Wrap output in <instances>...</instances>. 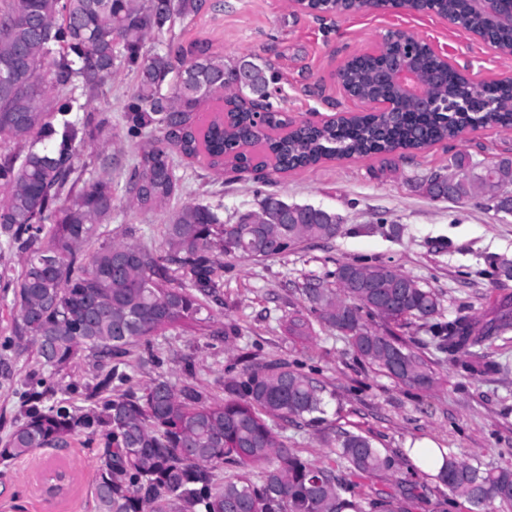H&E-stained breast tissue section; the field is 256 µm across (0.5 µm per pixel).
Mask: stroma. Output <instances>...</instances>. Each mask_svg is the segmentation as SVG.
<instances>
[{"label": "stroma", "mask_w": 512, "mask_h": 512, "mask_svg": "<svg viewBox=\"0 0 512 512\" xmlns=\"http://www.w3.org/2000/svg\"><path fill=\"white\" fill-rule=\"evenodd\" d=\"M392 30L449 52L453 66L473 83L512 76V53L425 12L370 10L319 20L291 0H204L198 15L177 21L174 28L177 43H207L223 55L226 66L247 55L269 63L276 76L273 102L297 123L318 114L361 111V104L344 94L336 73L349 57L374 49ZM136 86L135 73L120 69L87 106L89 112L109 116L120 144L114 155L120 168L112 173V219L100 225L101 240L158 250L171 210L190 203L216 205L231 224L240 214L258 210L267 193L331 210L343 223L333 239L307 241L265 260L217 254L222 303L211 310L212 333L189 323L133 347L114 364L130 386L138 390L162 376L175 386L191 383L220 397L225 381L241 378L247 367L284 360L323 387V422L273 423L303 459L331 464L341 427L393 455L408 448H441L460 460L512 466V329L484 346L499 373L473 377L438 349L431 324L397 328V335L431 359L439 383L430 390L398 384L374 370L342 335L321 323H314L306 339L288 332L294 316L309 312L299 285L311 276L334 284L333 273L342 262L397 267L438 294L445 322L461 315L483 318L511 296L512 279L501 276L499 266L512 260V216L495 212L483 199L430 200L420 182L445 171L458 153L476 163L512 158V131L488 126L388 159L324 160L264 179L219 174L204 158L177 153V191L168 208L149 210L129 205L125 195L123 169L136 161L142 146L141 139L127 138L123 112ZM15 312L12 296L0 293V343L14 341L11 349L0 347V362L13 371L11 386L0 385V448L20 413L17 388L41 367L29 338L12 335ZM108 367L91 351H80L54 375L57 398L86 406L88 392ZM103 446L101 437L81 435L63 449L38 448L24 459L0 461V512H95L93 479ZM57 466L69 471L72 483L65 495L52 498L42 475ZM376 483L398 493L413 490L409 512H466L420 469L384 474Z\"/></svg>", "instance_id": "stroma-1"}]
</instances>
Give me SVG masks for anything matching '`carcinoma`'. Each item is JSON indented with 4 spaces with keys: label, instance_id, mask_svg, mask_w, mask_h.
I'll list each match as a JSON object with an SVG mask.
<instances>
[{
    "label": "carcinoma",
    "instance_id": "1",
    "mask_svg": "<svg viewBox=\"0 0 512 512\" xmlns=\"http://www.w3.org/2000/svg\"><path fill=\"white\" fill-rule=\"evenodd\" d=\"M203 0H0V237L25 254L20 272L0 267V289L13 292V333L28 336L43 364L61 371L79 351L101 359L127 353L146 337L192 320L210 327L207 299H217L212 248L254 260L273 257L308 240L336 237L341 220L312 205L290 204L276 195L260 201L262 223L253 214L226 224L210 207L187 204L168 216L164 254L148 247L98 242V226L112 219V155L95 179L82 182L75 166L78 146L109 131V118L73 114L85 109L122 66L138 74L125 108L126 134L154 127L163 133L136 160L126 179L130 202L164 206L176 190L170 157L174 148L199 153L195 112L230 99L231 118L208 130L209 166L240 170L245 150L266 155L256 168L286 172L322 159H343L399 150H421L457 138L466 128L512 129V83L478 87L458 105L461 76L423 42L399 37L382 53L364 52L337 71L343 84L364 97L396 102L392 118L372 113L341 125L286 130L284 114L271 102L274 78L267 64L242 58L235 72L247 82L226 80L224 57L202 43L175 44L178 19L197 15ZM340 13L365 8L411 7L415 0H334ZM421 8L458 19L490 34L512 52V30L494 27L487 13L473 14L467 0H422ZM169 35L167 48L142 53L149 35ZM413 57L419 75L433 79L437 106L420 111L381 73L401 56ZM259 99L269 112L267 128L251 123L248 104ZM512 159L482 167L458 154L441 179L424 177L433 200L467 202L480 190L498 213L512 215ZM98 243L92 251L83 245ZM336 287L298 290L325 326L345 336L366 363L398 382L423 389L438 379L431 362L390 331L363 321L377 316L399 326L440 315L435 292L388 264L344 262L332 273ZM512 328L499 311L482 323L460 316L438 326V348L469 374L499 370L482 346ZM124 373L112 368L80 409L50 405L54 387L29 374L19 391L20 417L3 461L36 448L63 447L77 434L101 436L104 449L94 482L95 512H408L404 502L375 487L361 494L353 478L397 471L412 460L391 455L367 437L336 432L334 465L311 464L294 454L271 420L319 422L323 388L282 361L247 369L224 385V398L192 385L176 388L156 378L140 393L123 388ZM435 479L468 512L512 509V466L483 467L429 449L419 455ZM228 470L224 481L215 471ZM260 474L255 482L253 474Z\"/></svg>",
    "mask_w": 512,
    "mask_h": 512
}]
</instances>
